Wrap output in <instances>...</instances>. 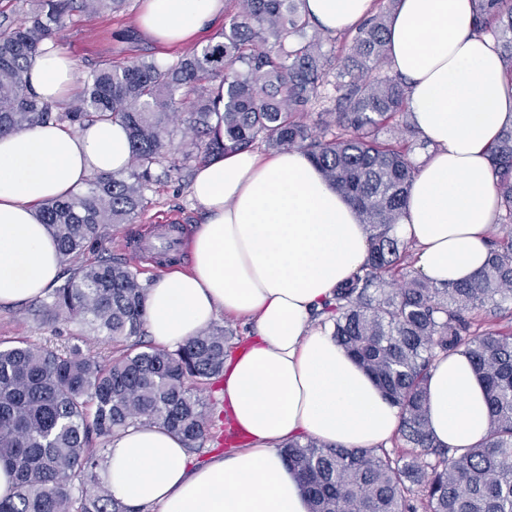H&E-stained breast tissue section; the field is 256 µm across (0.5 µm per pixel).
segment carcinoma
Returning a JSON list of instances; mask_svg holds the SVG:
<instances>
[{
	"instance_id": "obj_1",
	"label": "carcinoma",
	"mask_w": 512,
	"mask_h": 512,
	"mask_svg": "<svg viewBox=\"0 0 512 512\" xmlns=\"http://www.w3.org/2000/svg\"><path fill=\"white\" fill-rule=\"evenodd\" d=\"M224 2L218 39L173 63H106L63 112L31 91V59L73 13L95 17L126 0H37L21 20H0V133L112 119L128 134L130 167L47 200L41 223L64 261L98 248L106 226L129 224L144 209L156 167L167 161L169 175L180 174L169 161L177 120L203 160L258 144L306 152L369 230L366 263L314 317L398 407L397 440L411 449L405 456L288 440L280 454L310 512H512V231L490 241L487 264L469 282L437 285L405 271L408 243L394 228L416 174L411 154L426 142L412 125L407 86L388 64L397 0H378L376 13L329 51L325 43L338 39L310 21L305 0ZM472 7L512 81V0ZM331 83L334 112L306 122ZM491 162L497 206L511 224L512 127L500 132ZM147 292L137 266L98 255L28 309L56 333L79 320L125 346L118 357L76 344L0 342V464L15 477L0 512H135L99 476L112 438L131 426L165 428L193 453L224 446V417L198 392L224 379L233 334L213 325L175 350L149 345ZM455 354L484 383L488 418L485 439L462 452L435 441L426 398L434 361Z\"/></svg>"
}]
</instances>
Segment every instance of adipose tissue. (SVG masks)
<instances>
[{
  "mask_svg": "<svg viewBox=\"0 0 512 512\" xmlns=\"http://www.w3.org/2000/svg\"><path fill=\"white\" fill-rule=\"evenodd\" d=\"M376 0H306L331 35L355 29ZM224 14V0H141L137 22L163 47L181 46ZM387 55L408 87L412 122L430 144L394 228L427 279H472L486 264L497 222L490 148L512 126V85L490 36L473 31L471 0H400ZM33 91L65 101L77 87L74 61L59 49L29 66ZM129 140L117 122L71 130L47 124L0 135V303L41 297L58 282L55 240L38 218L44 200L64 199L94 174H117ZM190 193L206 221L191 241L189 271L149 288L146 321L162 346L177 347L217 313L256 324L224 365L219 402L246 440L198 466L182 440L155 426L112 440L103 478L138 512H309L280 444L309 436L345 448L387 445L400 413L371 376L310 312L368 254V230L350 202L298 150L268 157L220 154L198 169ZM429 426L441 444L469 448L487 434L483 387L467 357L436 360L426 386Z\"/></svg>",
  "mask_w": 512,
  "mask_h": 512,
  "instance_id": "1",
  "label": "adipose tissue"
}]
</instances>
